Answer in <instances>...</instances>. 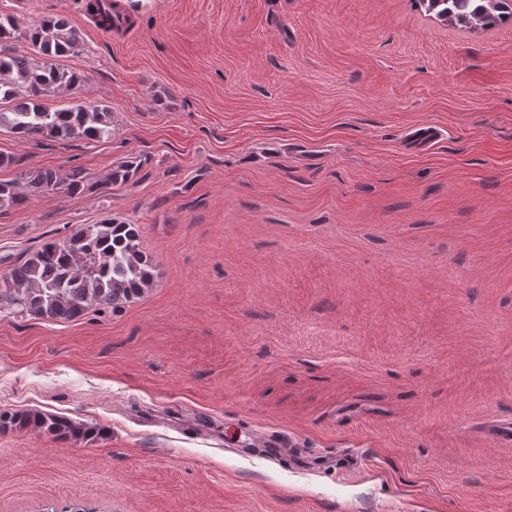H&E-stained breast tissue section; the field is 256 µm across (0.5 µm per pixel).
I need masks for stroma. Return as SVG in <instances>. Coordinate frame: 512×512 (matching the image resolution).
Instances as JSON below:
<instances>
[{"label": "stroma", "mask_w": 512, "mask_h": 512, "mask_svg": "<svg viewBox=\"0 0 512 512\" xmlns=\"http://www.w3.org/2000/svg\"><path fill=\"white\" fill-rule=\"evenodd\" d=\"M0 0L66 17L107 142L0 131L104 179L0 214V273L111 215L154 282L53 323L0 310V409L103 429L0 433V512H512V18L415 0ZM439 131L429 147L413 127ZM443 24L470 29L495 26L512 16V0H415ZM127 159L128 160L121 161L116 166L112 167L103 180L105 185L122 187L128 183H134L147 177L149 174L148 171L142 173L143 167L146 164L145 159L137 160V157H129Z\"/></svg>", "instance_id": "obj_1"}]
</instances>
